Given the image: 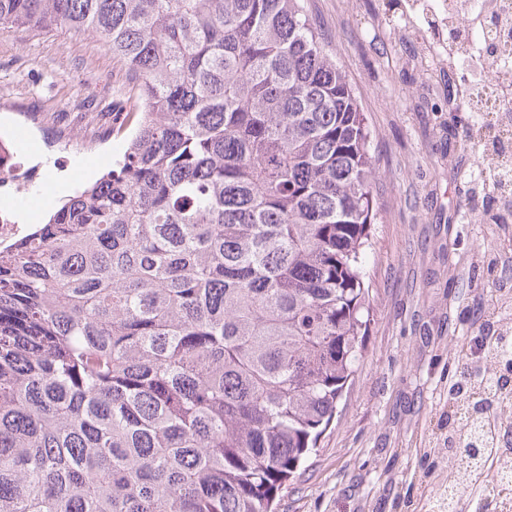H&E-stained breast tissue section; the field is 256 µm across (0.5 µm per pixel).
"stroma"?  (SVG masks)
I'll list each match as a JSON object with an SVG mask.
<instances>
[{
	"label": "stroma",
	"mask_w": 512,
	"mask_h": 512,
	"mask_svg": "<svg viewBox=\"0 0 512 512\" xmlns=\"http://www.w3.org/2000/svg\"><path fill=\"white\" fill-rule=\"evenodd\" d=\"M347 72L373 130L380 209L366 258L373 320L340 414L277 512H441L425 482L429 438L459 371L455 346L480 339L498 289H512V217L482 223L486 180L461 144L472 112L450 111L447 76L425 72L422 48L386 25L390 0H305ZM121 62L95 39L20 29L0 34V138L39 166L0 206L42 223L63 195L109 171L126 134L90 147L103 106L128 96Z\"/></svg>",
	"instance_id": "stroma-1"
}]
</instances>
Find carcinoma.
<instances>
[{
  "mask_svg": "<svg viewBox=\"0 0 512 512\" xmlns=\"http://www.w3.org/2000/svg\"><path fill=\"white\" fill-rule=\"evenodd\" d=\"M491 26L512 5L487 0ZM120 57L123 155L0 248V512H272L371 317L372 131L300 0H0ZM462 44L456 25L430 26ZM474 84L448 70L445 99ZM448 397L457 488L512 504V322Z\"/></svg>",
  "mask_w": 512,
  "mask_h": 512,
  "instance_id": "cac0c4a2",
  "label": "carcinoma"
}]
</instances>
